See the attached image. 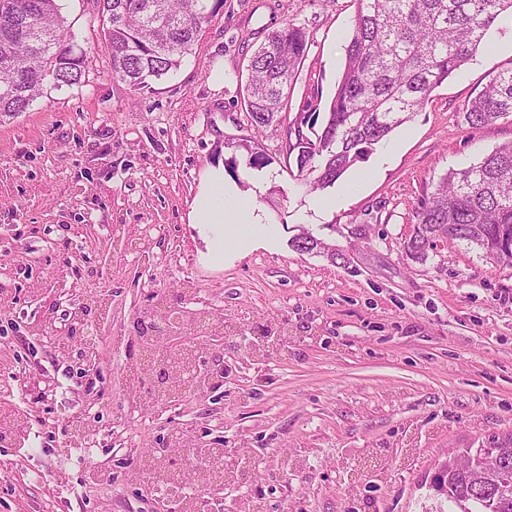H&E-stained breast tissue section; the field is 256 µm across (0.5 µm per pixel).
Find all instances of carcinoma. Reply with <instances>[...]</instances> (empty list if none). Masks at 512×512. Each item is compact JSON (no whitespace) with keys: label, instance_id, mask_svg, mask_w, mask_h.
Listing matches in <instances>:
<instances>
[{"label":"carcinoma","instance_id":"1","mask_svg":"<svg viewBox=\"0 0 512 512\" xmlns=\"http://www.w3.org/2000/svg\"><path fill=\"white\" fill-rule=\"evenodd\" d=\"M352 35L340 79L323 122L308 114L288 134L287 155L298 173L316 174L324 190L372 147L422 111L431 92L484 44L497 20L512 18V0H355ZM112 78L137 92L179 68L202 39L221 0H94ZM308 34L291 21L271 31L251 54L240 83L248 122L261 133L283 121L294 81L308 53ZM86 52L66 29L58 0H0V116L26 111L46 82L56 89L81 84ZM512 116V67L500 69L462 112L472 128ZM246 165L271 158L251 144ZM446 237L512 262V143L478 162L450 170L416 211L406 252L424 260ZM300 252H321L303 232L291 241ZM473 469L445 472L436 491L447 507L429 512H512V436L492 440Z\"/></svg>","mask_w":512,"mask_h":512}]
</instances>
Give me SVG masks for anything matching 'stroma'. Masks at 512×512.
<instances>
[{"label":"stroma","instance_id":"35a3bbf8","mask_svg":"<svg viewBox=\"0 0 512 512\" xmlns=\"http://www.w3.org/2000/svg\"><path fill=\"white\" fill-rule=\"evenodd\" d=\"M86 50L81 85H45L30 108L0 120V414L27 417L24 438L0 443V512H156L143 485L123 482L145 449L189 428L221 440L242 484V512H422L449 449L512 434V263L456 242L427 260L407 256L415 213L448 170L512 141V120L472 128L459 112L512 66V21L436 87L421 112L376 144L333 186L310 191L284 167L286 129L254 134L240 76L272 29L306 28L308 54L288 123L326 112L352 33L354 0H224L196 54L150 90L112 79L93 0H62ZM257 137L270 165L245 164ZM237 156V182L268 218L254 242L205 257L188 214L204 174ZM308 232L344 255L331 264L294 250ZM224 317V397L188 395L135 411L123 353L98 349L93 388L53 339L68 310L107 302L113 335L155 292ZM57 304L54 326L39 305ZM270 328L268 337L254 329ZM40 380V395L29 390ZM119 419H111L107 399ZM89 414L104 430L95 461L111 487L71 459L67 422Z\"/></svg>","mask_w":512,"mask_h":512}]
</instances>
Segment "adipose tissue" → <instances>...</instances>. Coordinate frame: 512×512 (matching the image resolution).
<instances>
[{
	"label": "adipose tissue",
	"mask_w": 512,
	"mask_h": 512,
	"mask_svg": "<svg viewBox=\"0 0 512 512\" xmlns=\"http://www.w3.org/2000/svg\"><path fill=\"white\" fill-rule=\"evenodd\" d=\"M189 218L191 223L199 225L207 254L216 262L224 258L225 238H250L251 228L263 222L254 197L239 187L225 184L224 170L220 167L206 173Z\"/></svg>",
	"instance_id": "ef3b65f1"
}]
</instances>
